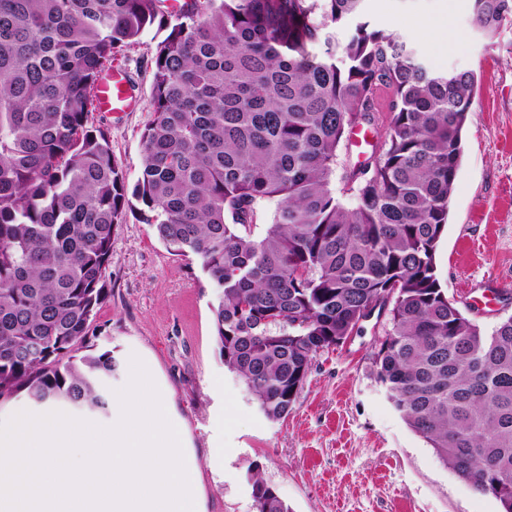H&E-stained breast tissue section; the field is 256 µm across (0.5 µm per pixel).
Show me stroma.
Segmentation results:
<instances>
[{
	"label": "stroma",
	"mask_w": 512,
	"mask_h": 512,
	"mask_svg": "<svg viewBox=\"0 0 512 512\" xmlns=\"http://www.w3.org/2000/svg\"><path fill=\"white\" fill-rule=\"evenodd\" d=\"M442 5L366 0L365 14L376 29L409 41L436 70L470 69L480 79L436 263L449 298L488 333L512 315V25L484 37L473 24L471 0H452L456 38L445 44L426 23ZM160 39L149 29L114 62L134 86L137 108L90 116L107 131L131 181L141 167L142 132L154 116L147 64ZM107 283L94 333L78 353L111 351L115 390L123 386L129 352L151 361L201 466L203 512H254L255 475L291 512H500L494 497L445 467L389 401L375 365L387 317L363 322L343 344L319 352L293 410L273 422L219 356L216 296L195 257L170 254L151 226L131 218L113 231ZM219 376L218 390L211 380ZM213 448L223 449V459L210 461Z\"/></svg>",
	"instance_id": "obj_1"
}]
</instances>
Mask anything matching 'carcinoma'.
<instances>
[{"label":"carcinoma","instance_id":"1","mask_svg":"<svg viewBox=\"0 0 512 512\" xmlns=\"http://www.w3.org/2000/svg\"><path fill=\"white\" fill-rule=\"evenodd\" d=\"M364 2L0 0V398L108 413L111 352H72L131 214L200 261L224 366L271 421L292 411L316 354L394 292L376 355L389 401L512 512V315L485 333L436 266L478 79L431 69L371 28ZM472 13L491 38L512 0H472ZM349 22L343 44L325 33ZM152 27L165 33L150 60L154 119L131 185L90 116L104 72ZM362 122L383 141L338 195L337 150ZM252 496L255 512H290L259 477Z\"/></svg>","mask_w":512,"mask_h":512}]
</instances>
